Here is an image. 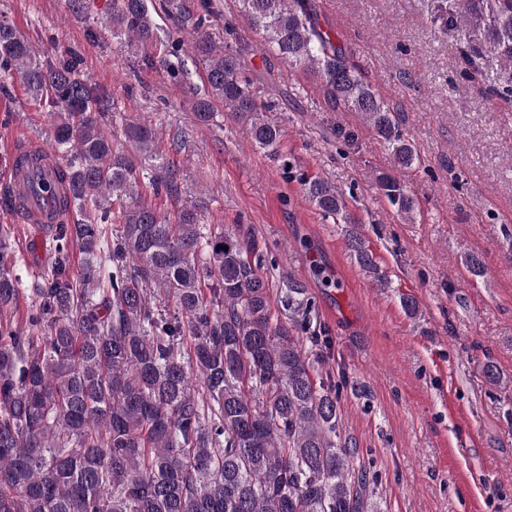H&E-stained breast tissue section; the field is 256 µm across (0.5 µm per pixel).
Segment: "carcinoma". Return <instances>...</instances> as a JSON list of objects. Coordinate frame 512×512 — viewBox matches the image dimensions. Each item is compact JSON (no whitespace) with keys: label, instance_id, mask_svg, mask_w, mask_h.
I'll use <instances>...</instances> for the list:
<instances>
[{"label":"carcinoma","instance_id":"obj_1","mask_svg":"<svg viewBox=\"0 0 512 512\" xmlns=\"http://www.w3.org/2000/svg\"><path fill=\"white\" fill-rule=\"evenodd\" d=\"M439 31H474L512 65V0H436ZM240 12L288 65L317 75L329 98L361 115L397 170L419 159L400 112L384 101L325 31L313 0H238ZM212 0H166L167 40L209 26ZM112 34L134 45L160 40L148 0H112ZM204 70L195 99L208 124L214 103L246 122L255 146L293 165L282 130L259 103L236 55L206 38L193 45ZM179 82L181 57L159 60ZM21 75L55 117L53 160L61 208L80 216L52 234L50 267L31 289L26 326L9 313L25 291L12 251L14 228L0 225V512H369L372 491L360 449L342 443L340 385L314 381L303 325L272 311L265 267L241 225L202 224L192 208L162 213L139 195L177 199V171L147 175L104 131L111 95L72 56L41 58L15 26L0 22V78ZM126 138L147 150L155 137L139 122ZM399 219L416 202L395 176L376 177ZM323 214L353 224L342 193L321 178L303 181ZM119 222V230L112 229ZM360 266L375 268L362 235L350 231ZM81 254L74 266L73 249ZM174 299L162 314L151 287ZM189 341L201 391L175 350Z\"/></svg>","mask_w":512,"mask_h":512}]
</instances>
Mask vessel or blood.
Wrapping results in <instances>:
<instances>
[{
  "label": "vessel or blood",
  "instance_id": "obj_1",
  "mask_svg": "<svg viewBox=\"0 0 512 512\" xmlns=\"http://www.w3.org/2000/svg\"><path fill=\"white\" fill-rule=\"evenodd\" d=\"M57 191L55 165L45 159L11 165L6 179L0 182V196L8 198L17 217L32 224L60 222L55 212Z\"/></svg>",
  "mask_w": 512,
  "mask_h": 512
}]
</instances>
